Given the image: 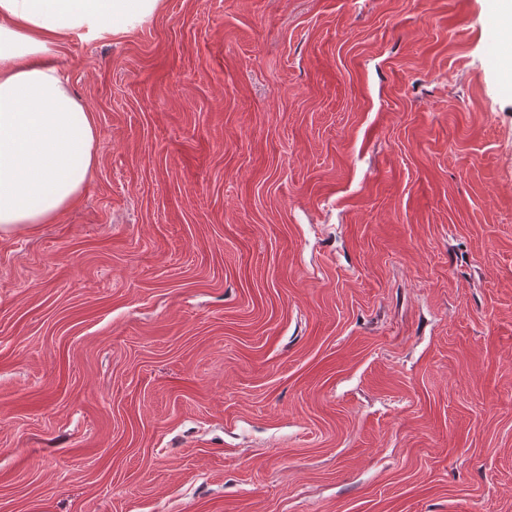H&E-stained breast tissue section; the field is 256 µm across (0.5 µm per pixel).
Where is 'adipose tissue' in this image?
<instances>
[{"mask_svg": "<svg viewBox=\"0 0 512 512\" xmlns=\"http://www.w3.org/2000/svg\"><path fill=\"white\" fill-rule=\"evenodd\" d=\"M161 4L0 0V232L57 223L96 164V117L56 64L62 46L128 32Z\"/></svg>", "mask_w": 512, "mask_h": 512, "instance_id": "ef3b65f1", "label": "adipose tissue"}]
</instances>
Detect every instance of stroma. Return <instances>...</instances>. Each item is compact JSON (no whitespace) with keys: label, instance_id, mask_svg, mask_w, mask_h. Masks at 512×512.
Segmentation results:
<instances>
[{"label":"stroma","instance_id":"35a3bbf8","mask_svg":"<svg viewBox=\"0 0 512 512\" xmlns=\"http://www.w3.org/2000/svg\"><path fill=\"white\" fill-rule=\"evenodd\" d=\"M500 0H163L57 63L98 161L0 235V512H512Z\"/></svg>","mask_w":512,"mask_h":512}]
</instances>
